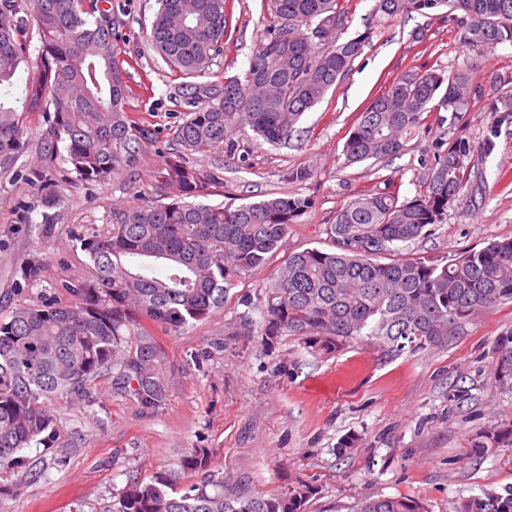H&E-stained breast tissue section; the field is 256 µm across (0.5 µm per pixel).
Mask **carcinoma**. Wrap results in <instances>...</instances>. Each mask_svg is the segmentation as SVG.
<instances>
[{"mask_svg": "<svg viewBox=\"0 0 512 512\" xmlns=\"http://www.w3.org/2000/svg\"><path fill=\"white\" fill-rule=\"evenodd\" d=\"M108 0H0V172L10 171L27 146L23 116L44 112L51 144H64L81 181L103 185L141 164L150 129L127 111L126 59L117 47ZM147 41L184 82L176 96L189 110L175 126L177 149L163 167L160 189L180 196L145 204L119 217L103 234L80 239L92 278L68 286L66 305L20 306L0 316V468L37 442L58 441L43 400L66 396L90 402L91 383L109 375L118 394L146 409L166 396L154 329L176 330L224 304L230 270H251L277 251L288 226L311 208V198L284 194L259 201L210 205L219 179L190 165L183 151L224 145L229 129L247 127L282 145L302 115L320 103L364 40L342 39L346 12L339 0H270L283 27L259 40L245 79L209 81L224 51L226 0H156ZM448 5L463 42L477 53L512 43V0H377L375 13L395 20ZM37 27L42 49L24 87L14 77L25 61L24 33ZM470 74L408 71L356 119L345 143L349 165L401 153L431 104L467 112ZM499 123L512 122V97L490 103ZM474 174L463 139L436 147L423 189L400 200L390 188L360 194L329 224L334 249L288 254L263 310V335L301 336L328 353L367 338L390 354L448 343L480 313L512 302V239L493 241L449 259L403 258L397 245L446 221L448 205ZM391 256L388 263L376 258ZM493 379L512 390V329L496 342ZM512 446V430L491 428L472 447ZM182 468L200 482L178 486L170 470L131 475L114 512H306L314 488L284 494L244 492L211 469L198 448ZM355 512H427L407 496H366ZM457 512H512V486L462 498Z\"/></svg>", "mask_w": 512, "mask_h": 512, "instance_id": "cac0c4a2", "label": "carcinoma"}]
</instances>
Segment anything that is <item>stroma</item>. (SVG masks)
Listing matches in <instances>:
<instances>
[{
	"mask_svg": "<svg viewBox=\"0 0 512 512\" xmlns=\"http://www.w3.org/2000/svg\"><path fill=\"white\" fill-rule=\"evenodd\" d=\"M112 4L129 61L127 109L153 137L141 143L136 173L90 186L66 163L64 147L48 148L45 113H27L28 148L0 174V313L68 303L66 284L91 276L80 235L106 231L131 208L173 199L158 182L180 120L171 97L178 80L147 45L142 26L156 0ZM340 4L347 9L343 36L364 37L362 51L302 116L288 144L275 147L235 128L226 147L187 155L221 177L208 203L296 192L312 197L314 207L290 225L263 266L230 277L223 306L209 318L157 333L167 382L157 408L114 394L107 380L93 402L47 400L60 442L19 451L22 468L40 476L1 497L0 512H111L128 475L180 469L197 448L212 450L229 485L265 494L311 485L307 512H353L372 495H406L428 512H455L459 498L512 486V447L471 448L485 429L512 428V391L492 379L496 340L512 329L511 302L469 321L448 345L393 358L367 341L329 354L298 336L269 340L259 332L269 286L287 255L330 248L336 211L384 180L400 198L416 195L437 141L466 140L476 178L449 205L446 223L401 244L402 255L451 259L512 238V124H496L487 108L498 95H512V44L473 55L444 5L389 21L375 15L376 0ZM226 7L224 54L213 68L219 82L244 76L261 33L277 24L269 0H227ZM429 68L470 71L477 93L469 112L459 121L445 111L425 113L399 156L345 166L358 114L402 72ZM296 167L308 168L311 179L288 182ZM30 260L41 265L33 282L21 274ZM349 437L354 445L338 459L336 447Z\"/></svg>",
	"mask_w": 512,
	"mask_h": 512,
	"instance_id": "stroma-1",
	"label": "stroma"
}]
</instances>
